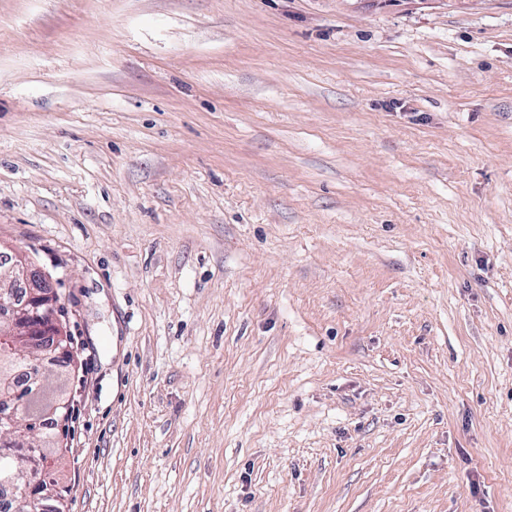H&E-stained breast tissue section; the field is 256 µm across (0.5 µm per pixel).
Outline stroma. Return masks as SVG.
I'll use <instances>...</instances> for the list:
<instances>
[{
	"label": "stroma",
	"mask_w": 512,
	"mask_h": 512,
	"mask_svg": "<svg viewBox=\"0 0 512 512\" xmlns=\"http://www.w3.org/2000/svg\"><path fill=\"white\" fill-rule=\"evenodd\" d=\"M0 241L67 512H512V0H0ZM4 257L12 263L1 271V280L12 288H26L24 298L11 303L0 300V341L10 348L23 350L31 362L32 389H44L41 363L44 355L55 358L60 366H74L75 356L69 346L59 312V297L48 275L23 252L0 242ZM62 385H59L60 393L57 394L55 397L49 398L48 394H41L35 397H32L30 400H28V410L32 416H37L41 411L44 409V411L41 413L40 418L37 422L39 424L42 421H48L53 422L55 419L63 418V415L61 414V409L63 408V404H59L56 402H67L66 408H69V400L66 398V393L62 391L61 389ZM53 403V404H52Z\"/></svg>",
	"instance_id": "1"
}]
</instances>
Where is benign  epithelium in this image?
<instances>
[{
	"label": "benign epithelium",
	"mask_w": 512,
	"mask_h": 512,
	"mask_svg": "<svg viewBox=\"0 0 512 512\" xmlns=\"http://www.w3.org/2000/svg\"><path fill=\"white\" fill-rule=\"evenodd\" d=\"M0 250L11 254L12 263L0 272V278L9 281L13 287L26 288L24 298L7 303L0 300V341L7 346L24 351L31 362L32 390L44 388L41 363L43 356L56 359L60 366L75 365V356L69 346L66 331L59 312V297L48 275L26 254L9 244L0 242ZM15 408L9 414H0V425L16 428L24 417L25 406L18 394ZM21 498L28 506V512H56V498L53 492L36 483L21 490Z\"/></svg>",
	"instance_id": "benign-epithelium-1"
}]
</instances>
